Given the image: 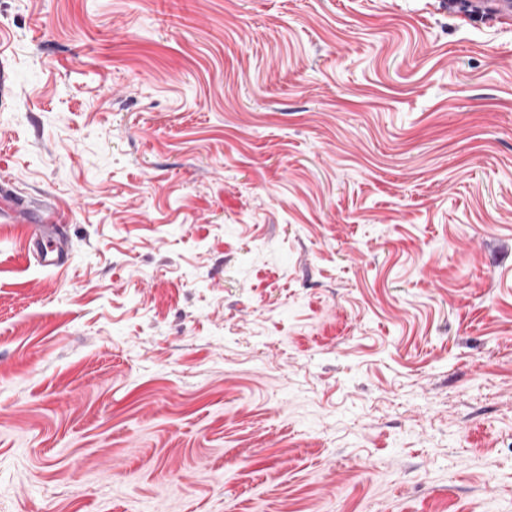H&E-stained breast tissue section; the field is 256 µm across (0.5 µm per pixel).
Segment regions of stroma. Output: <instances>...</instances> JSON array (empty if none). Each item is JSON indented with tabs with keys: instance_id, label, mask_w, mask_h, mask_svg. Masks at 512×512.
<instances>
[{
	"instance_id": "stroma-1",
	"label": "stroma",
	"mask_w": 512,
	"mask_h": 512,
	"mask_svg": "<svg viewBox=\"0 0 512 512\" xmlns=\"http://www.w3.org/2000/svg\"><path fill=\"white\" fill-rule=\"evenodd\" d=\"M0 512H512V26L442 0H0ZM10 181L1 175V218L6 223L35 224L37 231L29 242L28 252L36 253L43 266L62 268L67 263L66 243L61 235L57 211L51 204L31 205L18 209L10 193Z\"/></svg>"
}]
</instances>
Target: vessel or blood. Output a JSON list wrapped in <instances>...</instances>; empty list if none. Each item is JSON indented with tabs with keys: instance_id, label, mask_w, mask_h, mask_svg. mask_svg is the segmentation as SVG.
Listing matches in <instances>:
<instances>
[{
	"instance_id": "b4317fda",
	"label": "vessel or blood",
	"mask_w": 512,
	"mask_h": 512,
	"mask_svg": "<svg viewBox=\"0 0 512 512\" xmlns=\"http://www.w3.org/2000/svg\"><path fill=\"white\" fill-rule=\"evenodd\" d=\"M448 12L461 19L512 23V0H448ZM0 217L9 223L35 225L29 242L43 266L64 267L68 254L61 234V225L54 206L41 204L16 208L10 193L9 180L0 181Z\"/></svg>"
}]
</instances>
